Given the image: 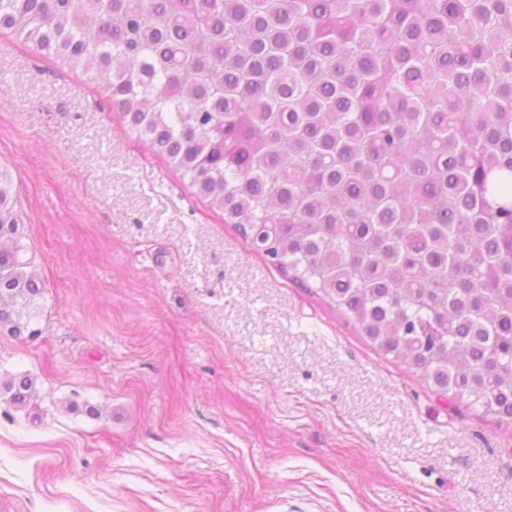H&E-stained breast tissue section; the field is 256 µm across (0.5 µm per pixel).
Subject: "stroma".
Here are the masks:
<instances>
[{"label": "stroma", "mask_w": 512, "mask_h": 512, "mask_svg": "<svg viewBox=\"0 0 512 512\" xmlns=\"http://www.w3.org/2000/svg\"><path fill=\"white\" fill-rule=\"evenodd\" d=\"M0 171L46 284L40 336L0 334V383L37 388L0 396V512H512V428L380 355L7 30ZM3 388L7 394H10L6 401L11 405L23 407L34 396L36 381L30 374H19L6 381Z\"/></svg>", "instance_id": "1"}]
</instances>
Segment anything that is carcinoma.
<instances>
[{
	"label": "carcinoma",
	"mask_w": 512,
	"mask_h": 512,
	"mask_svg": "<svg viewBox=\"0 0 512 512\" xmlns=\"http://www.w3.org/2000/svg\"><path fill=\"white\" fill-rule=\"evenodd\" d=\"M0 29L102 79L275 267L512 426V0H0ZM22 231L0 172V333L33 338Z\"/></svg>",
	"instance_id": "cac0c4a2"
}]
</instances>
